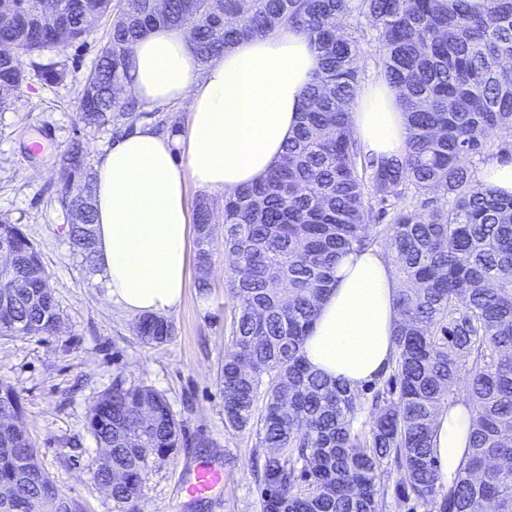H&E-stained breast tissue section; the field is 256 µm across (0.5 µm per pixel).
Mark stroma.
I'll list each match as a JSON object with an SVG mask.
<instances>
[{"instance_id": "35a3bbf8", "label": "stroma", "mask_w": 512, "mask_h": 512, "mask_svg": "<svg viewBox=\"0 0 512 512\" xmlns=\"http://www.w3.org/2000/svg\"><path fill=\"white\" fill-rule=\"evenodd\" d=\"M342 26L360 40L362 82L382 78L369 20L353 13ZM105 30L101 19L80 41L23 57L29 78L0 110V219L19 225L37 244L61 318L53 335L0 337V379L13 384L21 398L22 423L38 448L40 467L83 512H112L111 498L91 479L98 450L86 414L118 375L163 392L184 426L180 447L146 474L138 512H261L256 433L224 425L219 376L236 303L223 250V194L214 196L211 291L199 294L194 281L200 272L191 268L192 283L170 315L176 335L156 348L137 337L136 316L112 306L104 273L89 270L75 254L67 221L49 201L63 178L59 157L72 141L82 142L95 165L115 137L108 126L84 128L76 112L79 83L98 61ZM57 61L65 65L62 82L36 77L38 67ZM35 143L42 146L36 154ZM203 461L222 469L223 484L202 501L182 497V483Z\"/></svg>"}]
</instances>
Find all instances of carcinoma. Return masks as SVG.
<instances>
[{"label": "carcinoma", "mask_w": 512, "mask_h": 512, "mask_svg": "<svg viewBox=\"0 0 512 512\" xmlns=\"http://www.w3.org/2000/svg\"><path fill=\"white\" fill-rule=\"evenodd\" d=\"M40 0H0V87L26 80L21 58L60 47L35 20ZM70 42L86 34L87 16L110 26L96 67L79 89V121L88 128L134 129L140 116L120 98L128 49L153 28H185L202 64L240 39L293 27L313 38L321 68L304 91L316 102L300 114L282 165L224 196V253L236 302L220 383L224 425L254 428L265 449L262 512H386L389 488L412 512H512V195L474 179L467 159L492 130H512V0H56ZM368 17L382 51L385 80L400 91L409 130L404 152L364 156L350 114L359 84L358 39L337 20ZM64 180L52 200H79L84 223L68 225L76 254L95 261L92 167L80 141L62 154ZM439 192L448 207L424 214L397 209L406 193ZM375 205H365V195ZM211 201L194 209L198 268L214 246L204 225ZM384 247L400 282L389 375L351 390L313 372L303 358L321 302L336 283V263L353 251ZM14 252L20 284L13 311L0 313V335L54 334L59 313L46 290L42 254L22 229L0 220V243ZM143 344L171 342L175 326L143 315ZM470 412L469 445L451 483L432 454L433 425L448 407ZM145 406L152 421L138 414ZM22 407L0 379V484L17 486L21 512H81L43 470L26 473L38 454L18 429ZM87 428L103 463L126 476L112 489V512H137L145 474L179 446L182 423L156 389L121 376L90 407ZM393 486H387V481Z\"/></svg>", "instance_id": "1"}]
</instances>
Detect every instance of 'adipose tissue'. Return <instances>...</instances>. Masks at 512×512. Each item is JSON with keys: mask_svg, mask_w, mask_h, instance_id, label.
Listing matches in <instances>:
<instances>
[{"mask_svg": "<svg viewBox=\"0 0 512 512\" xmlns=\"http://www.w3.org/2000/svg\"><path fill=\"white\" fill-rule=\"evenodd\" d=\"M320 65L310 37L289 28L241 40L206 66L183 29L157 27L133 45L125 92L149 104L184 105L188 121L174 137L150 128L117 137L96 168V257L113 305L132 315L180 305L190 277L189 187L227 193L280 164ZM352 119L366 153L403 151L406 114L394 86L383 81L363 90ZM336 279L303 355L312 371L360 389L392 363L400 285L379 248L343 257ZM467 416L458 403L434 425L445 477L468 446Z\"/></svg>", "mask_w": 512, "mask_h": 512, "instance_id": "obj_1", "label": "adipose tissue"}]
</instances>
